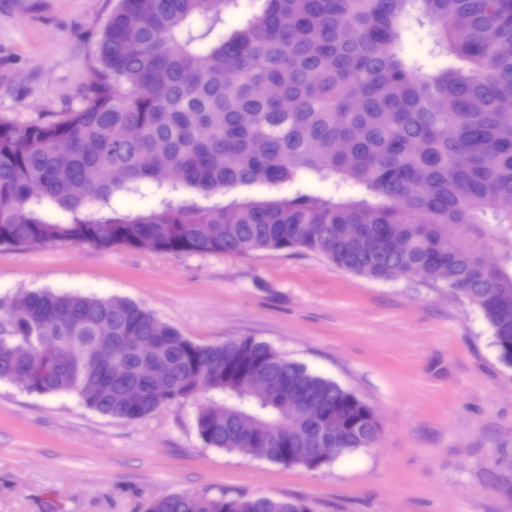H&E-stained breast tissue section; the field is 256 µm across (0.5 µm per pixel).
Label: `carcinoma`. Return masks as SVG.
Wrapping results in <instances>:
<instances>
[{
    "instance_id": "carcinoma-1",
    "label": "carcinoma",
    "mask_w": 512,
    "mask_h": 512,
    "mask_svg": "<svg viewBox=\"0 0 512 512\" xmlns=\"http://www.w3.org/2000/svg\"><path fill=\"white\" fill-rule=\"evenodd\" d=\"M230 2L116 0L81 106L0 120V247L303 250L373 279L442 282L482 311L512 367V0H250L226 32ZM406 20L422 56L403 50ZM303 174L355 193L311 194ZM256 184L271 195L224 202ZM144 186L152 208L112 213L114 191ZM104 326L124 355L116 376L93 361ZM23 372L29 392L129 422L194 401L205 445L311 471L326 462L294 449L346 454L379 433L367 403L269 345L199 344L123 298L23 294L0 316V380ZM145 512L312 509L188 491Z\"/></svg>"
}]
</instances>
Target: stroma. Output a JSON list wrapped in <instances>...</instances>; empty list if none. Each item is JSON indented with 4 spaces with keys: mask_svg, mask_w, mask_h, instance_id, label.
<instances>
[{
    "mask_svg": "<svg viewBox=\"0 0 512 512\" xmlns=\"http://www.w3.org/2000/svg\"><path fill=\"white\" fill-rule=\"evenodd\" d=\"M114 5L0 0V119L79 108ZM44 288L134 301L201 344L265 343L353 391L381 430L310 471L206 446L192 402L127 422L2 380L0 512H143L160 495L225 489L313 512H512V367L445 284L372 279L312 252L0 247V305Z\"/></svg>",
    "mask_w": 512,
    "mask_h": 512,
    "instance_id": "obj_1",
    "label": "stroma"
}]
</instances>
